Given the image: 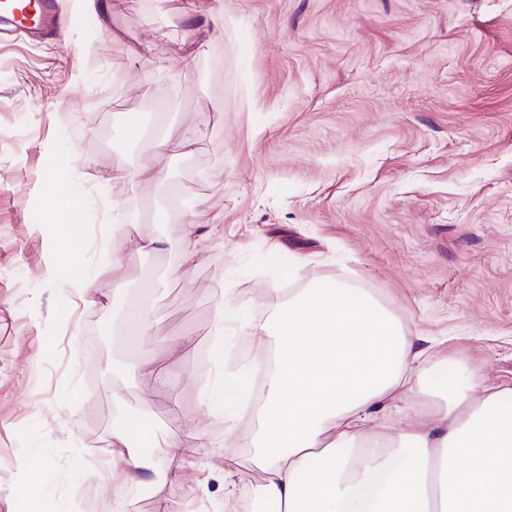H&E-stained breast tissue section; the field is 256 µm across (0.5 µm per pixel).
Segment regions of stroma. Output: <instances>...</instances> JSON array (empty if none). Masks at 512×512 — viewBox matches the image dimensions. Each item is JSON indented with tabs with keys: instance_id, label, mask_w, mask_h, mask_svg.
Here are the masks:
<instances>
[{
	"instance_id": "obj_1",
	"label": "stroma",
	"mask_w": 512,
	"mask_h": 512,
	"mask_svg": "<svg viewBox=\"0 0 512 512\" xmlns=\"http://www.w3.org/2000/svg\"><path fill=\"white\" fill-rule=\"evenodd\" d=\"M196 2L109 0L102 26L81 0H60L65 26L48 43L0 22V512H87L120 489L134 512H161L108 452L129 418L162 438L195 426L183 454L201 476L154 480L186 512L221 503L211 444L260 442L255 420L198 403L219 368L255 386L249 337L212 344L222 301L261 323L299 289L352 283L447 357L449 374L512 388V0H222L214 40L183 17ZM157 69L175 78L167 90ZM172 123L198 126L195 143L156 160L168 180L141 183L135 221L103 236L124 215L112 171L151 157ZM57 161L84 201V234L55 272L60 230L43 223L38 193ZM188 218L192 254L138 250L180 239ZM115 253L131 301L184 340L167 354L178 406L135 383L143 352L120 346L111 281L94 307L71 288ZM37 451L44 465L15 475L14 459Z\"/></svg>"
}]
</instances>
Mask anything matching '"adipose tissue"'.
Returning a JSON list of instances; mask_svg holds the SVG:
<instances>
[{"label": "adipose tissue", "mask_w": 512, "mask_h": 512, "mask_svg": "<svg viewBox=\"0 0 512 512\" xmlns=\"http://www.w3.org/2000/svg\"><path fill=\"white\" fill-rule=\"evenodd\" d=\"M81 207L59 176L42 194V219L63 229L53 268L72 259ZM214 346L244 331L272 349L276 364L258 409L262 443L254 458L224 451V501L235 512L244 470L258 469V501L276 512H512L511 389L474 372L447 378L429 350L356 286L302 289L258 324L218 307ZM433 378L423 388L424 378ZM441 397L424 425L379 437L376 414L421 390ZM139 448H131V439ZM181 433L157 439L146 423L112 430V458L130 483L156 466L181 474L189 463Z\"/></svg>", "instance_id": "adipose-tissue-1"}]
</instances>
